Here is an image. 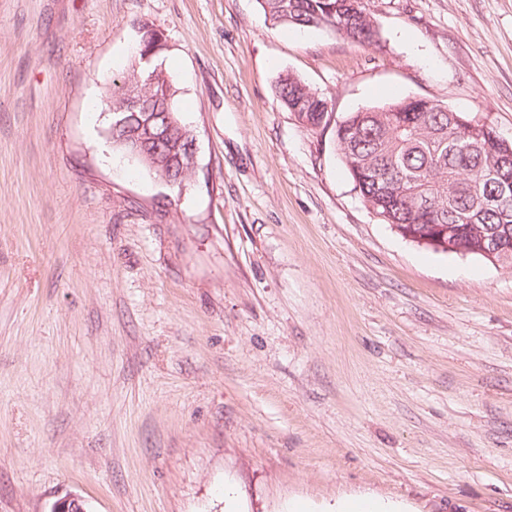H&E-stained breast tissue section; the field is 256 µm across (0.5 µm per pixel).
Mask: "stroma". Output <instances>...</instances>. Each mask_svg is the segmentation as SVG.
<instances>
[{
  "mask_svg": "<svg viewBox=\"0 0 512 512\" xmlns=\"http://www.w3.org/2000/svg\"><path fill=\"white\" fill-rule=\"evenodd\" d=\"M362 5L364 45L257 0H0V512H512V266L402 237L276 95L512 142V0ZM145 24L179 189L108 140ZM276 93L282 105L289 112H292L295 118L304 125L305 123L301 121V116H297L291 109L292 107L300 105L299 112H301V114L302 112H305V118H307L309 122H313L311 125L313 127L315 126L317 118L325 112L324 110H321V106L324 105V102H329V112H332V104L330 101L291 76H286L279 80L276 87Z\"/></svg>",
  "mask_w": 512,
  "mask_h": 512,
  "instance_id": "obj_1",
  "label": "stroma"
}]
</instances>
